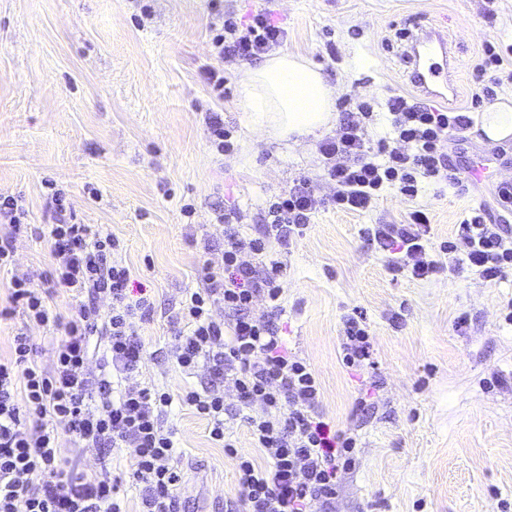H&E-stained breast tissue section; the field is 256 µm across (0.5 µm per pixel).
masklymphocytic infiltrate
<instances>
[{
    "instance_id": "obj_1",
    "label": "lymphocytic infiltrate",
    "mask_w": 512,
    "mask_h": 512,
    "mask_svg": "<svg viewBox=\"0 0 512 512\" xmlns=\"http://www.w3.org/2000/svg\"><path fill=\"white\" fill-rule=\"evenodd\" d=\"M287 31L270 10L255 11L246 22L225 18L213 47L225 63L259 59L283 45ZM472 107L512 83V60L486 44L472 67ZM390 134L370 140L374 120L369 103H359L342 120L335 136L319 145L323 177L335 186L318 195L309 179L298 180L270 200L261 233L243 235L235 212H222L224 266L207 269L202 288L186 297L179 319L187 330L175 334L171 353L186 375L207 368L211 382L189 387L181 401L210 425V436L225 452L237 455L243 512H326L336 496L341 471L356 462V438L335 430L319 412L321 386L310 366L289 352L278 321L284 293L281 248L290 246L321 209L364 212L392 190L416 198L426 183L466 190L469 177L452 165L446 148L453 135L472 124L467 113L438 108L400 94L387 101ZM53 224L46 239L55 266L43 285L33 275H12L7 283L11 307L0 318L21 313L25 326L0 358V512H127L123 480L111 474L90 477L60 460L61 434L84 448H125L130 454L127 480L139 491L141 512H178L176 490L182 481L176 462L182 450L164 418L175 398L155 385L125 387L139 371L143 344L137 324L151 313L148 298L129 291L130 270L118 259L119 240L77 222L63 190L48 198ZM21 200L0 194V272L15 262L16 241L27 230ZM368 240L385 253L393 271L424 279L440 270L468 269L483 279L512 272V234L486 208L470 212L439 250L430 246L431 221L423 210L401 224L365 228ZM62 288L75 300L69 314L52 308L48 291ZM264 298L266 313L253 312ZM223 305L233 320L213 318ZM61 331L50 367L34 357L26 327ZM103 349L92 356V340ZM342 362L361 367L370 357V335L361 314L350 316L341 344ZM232 386L257 448L259 464L238 453L224 435V388Z\"/></svg>"
}]
</instances>
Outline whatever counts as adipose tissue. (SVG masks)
Listing matches in <instances>:
<instances>
[{
  "instance_id": "obj_1",
  "label": "adipose tissue",
  "mask_w": 512,
  "mask_h": 512,
  "mask_svg": "<svg viewBox=\"0 0 512 512\" xmlns=\"http://www.w3.org/2000/svg\"><path fill=\"white\" fill-rule=\"evenodd\" d=\"M238 106L247 124L299 142L335 124L336 90L306 57L273 52L238 75ZM474 130L492 143L512 140V98L502 97L475 116Z\"/></svg>"
}]
</instances>
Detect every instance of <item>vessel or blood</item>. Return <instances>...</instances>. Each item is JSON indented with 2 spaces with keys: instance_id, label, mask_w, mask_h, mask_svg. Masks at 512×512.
Returning <instances> with one entry per match:
<instances>
[{
  "instance_id": "b4317fda",
  "label": "vessel or blood",
  "mask_w": 512,
  "mask_h": 512,
  "mask_svg": "<svg viewBox=\"0 0 512 512\" xmlns=\"http://www.w3.org/2000/svg\"><path fill=\"white\" fill-rule=\"evenodd\" d=\"M404 57L410 66V81L414 88L442 100L455 95L454 69L447 34L435 27H421L411 34Z\"/></svg>"
}]
</instances>
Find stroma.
I'll list each match as a JSON object with an SVG mask.
<instances>
[{
  "instance_id": "stroma-1",
  "label": "stroma",
  "mask_w": 512,
  "mask_h": 512,
  "mask_svg": "<svg viewBox=\"0 0 512 512\" xmlns=\"http://www.w3.org/2000/svg\"><path fill=\"white\" fill-rule=\"evenodd\" d=\"M260 8L287 29L284 52L305 56L335 87L337 112L361 101L377 107L374 139L388 131L379 109L387 94H414L396 30L447 31L459 111L471 105V67L485 42L512 52V0H0V192L22 199L30 226L14 270L53 267L41 236L53 221L43 182L53 180L78 222L120 240L133 287L153 304L139 325L144 363L129 386L155 384L177 397L187 382H207L203 369L186 379L167 346L204 266L224 263L216 208L239 210L242 233L257 235L273 196L321 172L319 136L295 145L245 126L238 68L212 47L224 15L245 20ZM210 67L223 70L226 98L208 87ZM211 110L223 114L232 151L211 145ZM448 153L455 166L480 171L467 190L431 183L413 200L385 192L364 213L322 209L286 255L288 348L315 371L325 420L358 440L329 512H512V275H397L362 234L422 208L437 246L469 209L494 207L496 184L512 179V141L492 144L469 130ZM204 238L213 245L206 255L194 246ZM354 310L371 342L358 370L342 364L339 349ZM165 422L184 450L182 512H235V458L191 407L174 405Z\"/></svg>"
}]
</instances>
